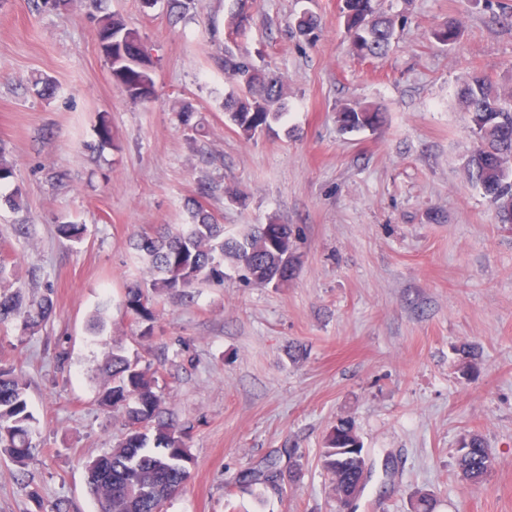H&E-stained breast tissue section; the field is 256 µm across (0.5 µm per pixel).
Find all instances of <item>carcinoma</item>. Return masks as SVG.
Listing matches in <instances>:
<instances>
[{"label": "carcinoma", "instance_id": "cac0c4a2", "mask_svg": "<svg viewBox=\"0 0 512 512\" xmlns=\"http://www.w3.org/2000/svg\"><path fill=\"white\" fill-rule=\"evenodd\" d=\"M360 26L357 36L366 43L367 55L377 57L391 45L397 21L377 8V0H352ZM251 14L240 10L225 23L224 55L217 64L233 79L239 93L224 102L229 120L247 138L268 131L284 116V83L262 70L251 52L243 46ZM100 48L110 64L112 79L133 101L154 97L152 60L130 59L143 45L140 33L128 27L116 14L100 20L97 32ZM457 100L471 120L484 124L476 132L478 145L467 166L468 180L479 186L493 206L509 196L512 183L496 160L512 154V91L501 90L479 73H472L457 90ZM368 124L383 122V113L358 103L336 112L341 129H365L358 117ZM190 222L167 227L155 237L142 236L135 249L147 260L152 286L158 291L185 292L199 284L224 282V261L243 272L248 283H267L278 287L292 277L285 271V259L294 258L296 236L291 226L281 225L282 234L271 237L276 222L250 229L243 237H224V226L199 201L187 203ZM14 261L0 257V327L12 325L21 334H34L47 323L55 309L53 290L39 296L12 287ZM126 308L136 316H146L149 309L141 289H129ZM97 371L104 375L99 391L100 406L124 410L125 433L110 451L86 461L89 493L99 512H156L161 501L176 495L187 481L192 460L184 438L166 416L163 401L156 391L157 368L129 358L113 346L103 355ZM37 419L29 409L27 384L13 368L0 366V456L18 467V478L27 476L32 458ZM359 437L349 421H341L328 439L322 454L324 469L330 474L335 490H342L351 480L348 463L336 459V449L358 443ZM458 466L464 477L478 483L493 465L491 450L475 435L468 446L459 450Z\"/></svg>", "mask_w": 512, "mask_h": 512}]
</instances>
